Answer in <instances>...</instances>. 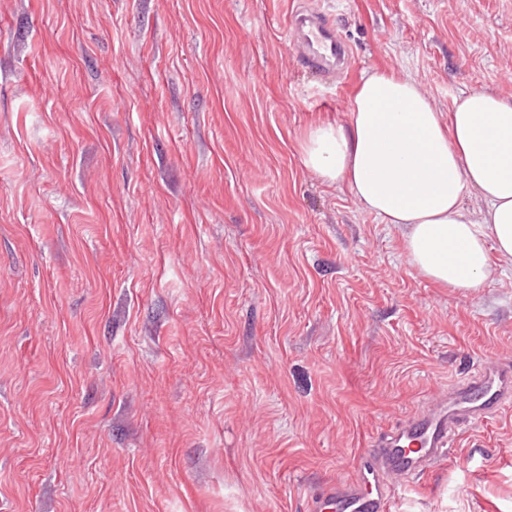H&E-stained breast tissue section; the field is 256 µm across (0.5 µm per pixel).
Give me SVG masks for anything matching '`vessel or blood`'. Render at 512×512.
<instances>
[{
    "instance_id": "b4317fda",
    "label": "vessel or blood",
    "mask_w": 512,
    "mask_h": 512,
    "mask_svg": "<svg viewBox=\"0 0 512 512\" xmlns=\"http://www.w3.org/2000/svg\"><path fill=\"white\" fill-rule=\"evenodd\" d=\"M289 26L301 68L321 80L347 71L350 50L328 12L303 9L291 16ZM511 405V363L496 362L461 378L428 411L373 437L355 477L312 499L310 512H385L396 485L448 457L462 426L482 424Z\"/></svg>"
}]
</instances>
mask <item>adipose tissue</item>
<instances>
[{"label": "adipose tissue", "mask_w": 512, "mask_h": 512, "mask_svg": "<svg viewBox=\"0 0 512 512\" xmlns=\"http://www.w3.org/2000/svg\"><path fill=\"white\" fill-rule=\"evenodd\" d=\"M301 157L323 183L399 225L411 264L434 284L473 290L490 255L512 263V98L464 91L445 116L411 77L374 70L348 124L311 127ZM468 188L478 211L463 203Z\"/></svg>", "instance_id": "1"}]
</instances>
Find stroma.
<instances>
[{"label":"stroma","mask_w":512,"mask_h":512,"mask_svg":"<svg viewBox=\"0 0 512 512\" xmlns=\"http://www.w3.org/2000/svg\"><path fill=\"white\" fill-rule=\"evenodd\" d=\"M329 11L352 64H297ZM512 95V0H0V512H307L512 361V270L433 284L302 163L363 73ZM388 512H512V413ZM289 26L301 68L321 80L348 70L350 50L328 12L305 8L290 17Z\"/></svg>","instance_id":"stroma-1"}]
</instances>
